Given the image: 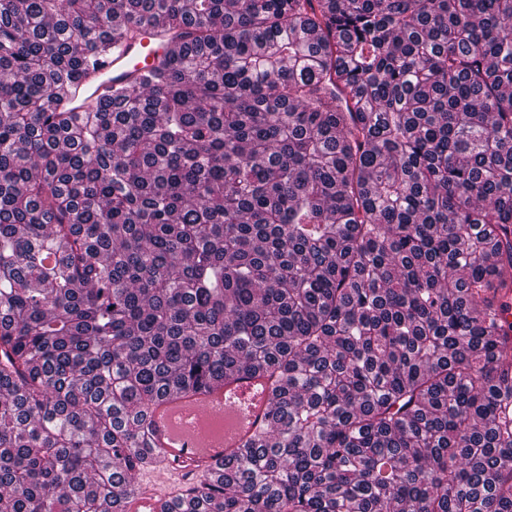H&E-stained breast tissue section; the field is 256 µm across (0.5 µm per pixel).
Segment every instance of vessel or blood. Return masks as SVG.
Wrapping results in <instances>:
<instances>
[{
  "label": "vessel or blood",
  "mask_w": 512,
  "mask_h": 512,
  "mask_svg": "<svg viewBox=\"0 0 512 512\" xmlns=\"http://www.w3.org/2000/svg\"><path fill=\"white\" fill-rule=\"evenodd\" d=\"M174 35V29L158 22L146 34L127 40L82 80L81 94L69 100L72 109H80L83 97H97L109 86L128 83L133 70L159 65L163 44ZM272 383L266 372L240 373L153 403L149 440L163 462L138 478L134 507L160 512L161 505L176 496L178 485L194 482L198 475L235 458L268 425Z\"/></svg>",
  "instance_id": "vessel-or-blood-1"
}]
</instances>
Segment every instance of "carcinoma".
Here are the masks:
<instances>
[{
  "label": "carcinoma",
  "instance_id": "1",
  "mask_svg": "<svg viewBox=\"0 0 512 512\" xmlns=\"http://www.w3.org/2000/svg\"><path fill=\"white\" fill-rule=\"evenodd\" d=\"M511 270L512 0H0V512H125L151 405L263 370L161 512H512ZM147 34L127 40L111 57L99 60L98 69L91 72L81 81L82 92L68 99L72 109L79 112L82 98L97 97L112 84H125L130 81L133 70L144 66L152 67L160 64L163 55L162 45L176 35L164 22H158L146 30Z\"/></svg>",
  "mask_w": 512,
  "mask_h": 512
}]
</instances>
